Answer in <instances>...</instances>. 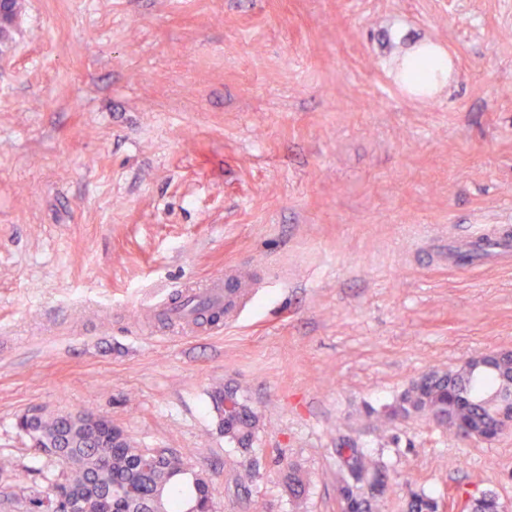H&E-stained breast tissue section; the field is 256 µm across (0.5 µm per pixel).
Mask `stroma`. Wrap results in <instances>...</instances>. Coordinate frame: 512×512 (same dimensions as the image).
Listing matches in <instances>:
<instances>
[{"label": "stroma", "instance_id": "stroma-1", "mask_svg": "<svg viewBox=\"0 0 512 512\" xmlns=\"http://www.w3.org/2000/svg\"><path fill=\"white\" fill-rule=\"evenodd\" d=\"M421 43L450 60L425 96L399 73ZM474 224H512V0H22L0 39V512L43 488L32 406L189 457L218 512H343L347 443L389 469L376 512L487 491L512 512V426L386 414L512 351V267L448 264ZM233 265L266 270L237 325L138 321L146 292ZM226 386L258 416L246 453ZM212 397L220 415V431L224 432L225 438L235 442L247 452L255 437L258 422L257 415L246 404L245 400L238 395L237 390L233 388L226 387L224 391H216ZM225 397H234L236 402L232 398L224 400ZM223 403L226 413L233 412L236 404L234 413L227 419L224 418Z\"/></svg>", "mask_w": 512, "mask_h": 512}]
</instances>
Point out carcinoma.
Listing matches in <instances>:
<instances>
[{"label":"carcinoma","mask_w":512,"mask_h":512,"mask_svg":"<svg viewBox=\"0 0 512 512\" xmlns=\"http://www.w3.org/2000/svg\"><path fill=\"white\" fill-rule=\"evenodd\" d=\"M498 386L493 371L473 376L464 368L454 374L432 371L403 391L388 416L422 415L467 437L469 430L494 422L491 403ZM226 397L236 399V408L225 419L222 405ZM213 399L224 437L249 450L257 415L233 388L215 392ZM16 428L38 450L53 446L60 451L57 458L46 456L50 466L32 467L42 476L47 493L27 497L30 505L64 485L81 491L74 512H196L202 507L215 512L209 477L194 469L187 458L174 456L147 468L143 464L147 449L135 446L123 430L110 423L88 429L69 413L46 410L30 419L18 416ZM347 451L349 455L341 460L349 472V479L344 481L348 509L372 512V502L385 492V471L354 446H348ZM500 508L493 494L474 498L466 505L469 512H499Z\"/></svg>","instance_id":"obj_1"}]
</instances>
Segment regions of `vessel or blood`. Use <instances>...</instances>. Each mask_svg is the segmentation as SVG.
<instances>
[{
    "label": "vessel or blood",
    "instance_id": "obj_1",
    "mask_svg": "<svg viewBox=\"0 0 512 512\" xmlns=\"http://www.w3.org/2000/svg\"><path fill=\"white\" fill-rule=\"evenodd\" d=\"M468 250L474 260L512 252L511 224H477L468 235ZM253 274L233 270L210 277L199 288L178 291L162 290L150 295L143 304L146 312L163 316L169 323L181 326L184 334L194 333L200 314H219L224 325H232L240 317L253 293Z\"/></svg>",
    "mask_w": 512,
    "mask_h": 512
}]
</instances>
